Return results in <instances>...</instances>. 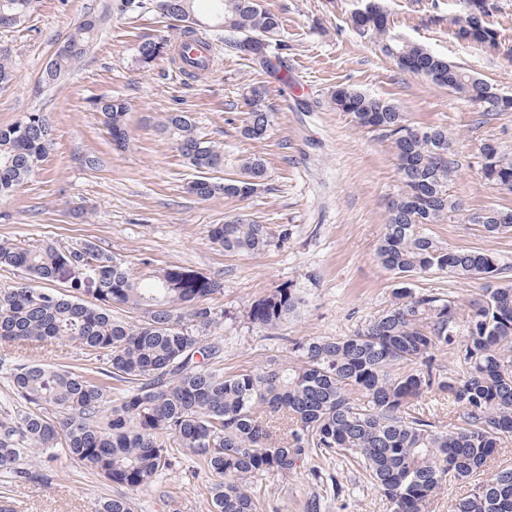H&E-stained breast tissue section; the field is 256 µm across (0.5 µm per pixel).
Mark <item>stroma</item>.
<instances>
[{"label": "stroma", "mask_w": 512, "mask_h": 512, "mask_svg": "<svg viewBox=\"0 0 512 512\" xmlns=\"http://www.w3.org/2000/svg\"><path fill=\"white\" fill-rule=\"evenodd\" d=\"M118 14L116 0H35L29 15L0 27V59L18 73L0 87V126L26 113H45L54 145L40 170L19 189L0 195V239L22 246L46 242L67 249L98 243L133 271L143 260L178 265L222 283L209 299L221 316L211 339L223 349L225 371L273 368L287 362L289 342L351 335L391 303L393 276L376 249L387 222V202L402 186L399 165L378 132L336 111L330 93L344 85L395 103L411 123L448 129L454 172L450 194L464 212L512 209V192L484 179L479 148L495 140L512 155V112L476 125L477 112L446 89L400 71L372 40L359 37L350 17L365 0H262L283 20L288 79L279 81L209 30L215 68L196 80L159 60L144 69L137 47L144 39L171 34L154 0ZM397 34L460 63L512 95V56L491 53L456 37L449 16L463 0H386ZM100 24L85 56L56 83L40 84L41 73L73 25L85 17ZM257 83L269 88L274 124L261 140L241 134L244 94ZM114 97L129 105L127 148L119 149L102 124L97 102ZM191 113L200 133L224 149L223 177L237 176L242 159L261 158L263 187L247 198L199 199L188 192L200 173L187 164L159 130L168 112ZM95 166H88V159ZM244 213L270 227L274 242L261 254L230 255L207 239L208 225ZM452 249H479L512 263V232L488 236L482 227L452 217L432 225ZM414 289L448 294L467 306L480 291L476 280L445 274L412 277ZM294 284L306 302L271 340L249 324V304L275 288ZM47 467L44 484H16L0 498V512H99L117 488L75 465L66 455ZM321 477H314V469ZM215 478L198 474L192 454L151 487L135 493V512H210ZM267 512H306L309 497L321 496L324 512H390L358 467L316 458L285 476L263 483Z\"/></svg>", "instance_id": "1"}]
</instances>
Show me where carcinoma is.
<instances>
[{"mask_svg": "<svg viewBox=\"0 0 512 512\" xmlns=\"http://www.w3.org/2000/svg\"><path fill=\"white\" fill-rule=\"evenodd\" d=\"M32 0H0V13L24 18ZM196 0H165L161 14L178 23V38L200 32ZM211 15L232 37L231 45L261 70L284 63L273 53L282 28L279 15L261 0H215ZM464 21L448 18L455 34L489 51L501 50L487 18L492 0H465ZM362 37H372L399 70L409 59L414 73L476 108L487 123L512 110V97L466 68L398 39L379 0H367L351 17ZM96 22L74 24L50 61L43 81L55 82L78 62L93 40ZM176 51L162 39L142 41L138 61L149 67L162 53ZM267 88L254 85L246 97L241 134L268 135L274 112ZM330 102L362 128L391 141L403 190L392 199L376 255L397 279L390 307L352 335L292 342L296 358L279 368L226 373L222 349L206 342L218 324L207 300L222 291L211 277L180 266L136 275L93 241L66 250L52 243L33 248L0 240V268L22 271L27 282L0 291V345L43 348L72 342L83 362L13 364L11 378L19 407L0 418V473L14 483H46L48 475L28 464L34 454L53 460L62 450L76 465L130 490L150 485L172 469L179 455L198 457L200 470L222 478L214 484L211 512H263V480L286 475L312 457L353 462L378 488L391 512H425L450 482L475 480L472 493L457 498L449 512H512V468L486 479L485 467L501 440L512 434V266L474 249H450L429 233L460 211L448 191L453 168L448 129L415 125L393 103L348 86L332 91ZM125 100L101 106L112 140L130 135ZM161 132L183 159L200 172L224 166V151L197 132L188 112H169ZM50 147V127L40 112L0 127V194L19 188L37 171ZM485 179L512 191V156L488 140L480 148ZM265 176L256 157L243 160L241 177L203 176L191 191L207 200L254 193ZM490 236L512 231V210L488 208L466 214ZM208 240L230 254L256 255L274 242L265 224L241 215L207 227ZM444 273L486 281L482 293L461 313L454 298L415 292L411 277ZM66 279L67 290L49 284ZM45 284L35 288L29 282ZM93 293L94 301L83 296ZM304 304L288 284L251 302L249 323L273 338L281 324ZM125 306L139 313L133 323L112 315ZM456 350L457 370L445 372L436 353ZM448 398L454 421L446 426L425 419L423 401ZM100 512H133L131 500L116 494Z\"/></svg>", "mask_w": 512, "mask_h": 512, "instance_id": "obj_1", "label": "carcinoma"}]
</instances>
